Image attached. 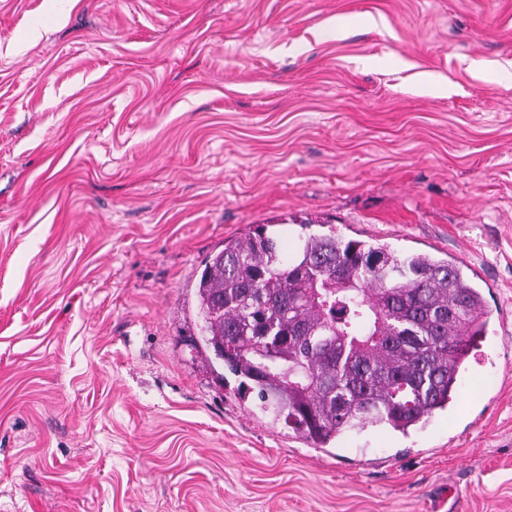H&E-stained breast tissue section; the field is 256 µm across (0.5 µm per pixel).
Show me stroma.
Instances as JSON below:
<instances>
[{"instance_id": "stroma-1", "label": "stroma", "mask_w": 512, "mask_h": 512, "mask_svg": "<svg viewBox=\"0 0 512 512\" xmlns=\"http://www.w3.org/2000/svg\"><path fill=\"white\" fill-rule=\"evenodd\" d=\"M269 225L462 266L448 410L319 448L202 348ZM512 512V0H0V512Z\"/></svg>"}]
</instances>
